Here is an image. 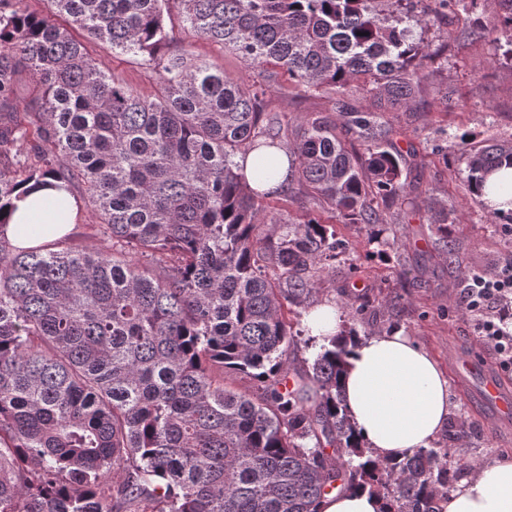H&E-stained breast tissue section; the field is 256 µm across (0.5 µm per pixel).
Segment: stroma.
I'll return each instance as SVG.
<instances>
[{"label":"stroma","mask_w":512,"mask_h":512,"mask_svg":"<svg viewBox=\"0 0 512 512\" xmlns=\"http://www.w3.org/2000/svg\"><path fill=\"white\" fill-rule=\"evenodd\" d=\"M498 13L496 0H478L475 10L449 11L447 20L421 32L425 45L444 54L429 66L419 111L386 115L399 131L396 148L405 156L411 189L390 211L385 244L369 242L366 225H337L331 213L321 214L325 223L334 224L337 239L350 252L337 260L319 303L337 310L341 328L352 327L369 337L402 332L444 372L450 355L467 354L480 362L491 353L480 316L462 303L467 273L512 267V224L492 223L480 199L467 195L460 158L466 144L512 141V60L503 57L497 43L469 35L475 16L489 20ZM170 48L187 50L232 78L254 77L237 56L203 37L180 31ZM88 50L103 69L140 95L156 94L159 76L141 58L100 42L89 43ZM438 86L449 88V103L438 100ZM267 105L279 114L287 133L311 113L334 112L332 100L305 93L285 78L268 95ZM442 217L455 245L450 262L432 231L433 221ZM448 399L449 421L462 418L468 424L460 452L448 456L449 468H456L462 456L482 465L512 457V424H492L453 378Z\"/></svg>","instance_id":"stroma-1"}]
</instances>
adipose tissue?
<instances>
[{"label":"adipose tissue","instance_id":"obj_1","mask_svg":"<svg viewBox=\"0 0 512 512\" xmlns=\"http://www.w3.org/2000/svg\"><path fill=\"white\" fill-rule=\"evenodd\" d=\"M5 236L19 248L57 242L78 222L70 195L52 187L19 191ZM341 390L349 418L381 460L425 448L448 420V380L435 359L401 333L369 337L353 347ZM444 512H512V458L462 480Z\"/></svg>","mask_w":512,"mask_h":512}]
</instances>
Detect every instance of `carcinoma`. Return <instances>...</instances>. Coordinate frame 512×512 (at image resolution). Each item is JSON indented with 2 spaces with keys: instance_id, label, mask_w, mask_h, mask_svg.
<instances>
[{
  "instance_id": "obj_1",
  "label": "carcinoma",
  "mask_w": 512,
  "mask_h": 512,
  "mask_svg": "<svg viewBox=\"0 0 512 512\" xmlns=\"http://www.w3.org/2000/svg\"><path fill=\"white\" fill-rule=\"evenodd\" d=\"M0 0V512H319L335 489H369L383 512H443L448 449L371 458L340 379L359 338L325 337L306 367L285 311L314 302L346 245L308 212L290 224L260 199L303 194L341 224L383 233L406 196L398 130L379 112H416L427 64L415 29L476 0ZM187 31L241 56L246 83L174 38ZM481 18L470 35L506 36ZM143 57L160 88L143 97L103 70L85 39ZM333 96L282 141L267 91L278 72ZM27 74L39 95L19 93ZM373 94L360 110L351 86ZM365 147L364 152L355 143ZM237 158L255 154V181ZM466 190L512 167V145L462 148ZM46 178L97 212L101 247L66 237L18 249L3 236L14 193ZM239 378L253 390L233 387Z\"/></svg>"
}]
</instances>
